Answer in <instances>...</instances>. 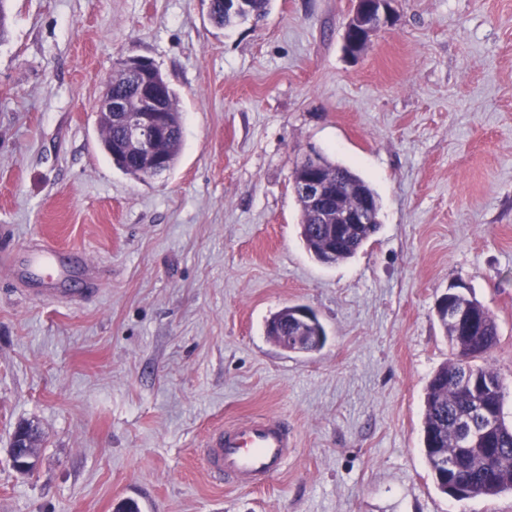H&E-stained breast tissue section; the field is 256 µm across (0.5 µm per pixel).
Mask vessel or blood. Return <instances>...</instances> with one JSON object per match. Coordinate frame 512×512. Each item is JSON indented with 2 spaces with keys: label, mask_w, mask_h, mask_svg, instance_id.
Segmentation results:
<instances>
[{
  "label": "vessel or blood",
  "mask_w": 512,
  "mask_h": 512,
  "mask_svg": "<svg viewBox=\"0 0 512 512\" xmlns=\"http://www.w3.org/2000/svg\"><path fill=\"white\" fill-rule=\"evenodd\" d=\"M58 248L47 243L25 250L0 252V266L23 272L33 286V298L50 300L67 293L77 280L94 287L95 265L84 261L76 266L59 262ZM203 462L213 479L236 486L266 483L279 475L288 462L293 439L282 419L250 417L207 432L203 442Z\"/></svg>",
  "instance_id": "obj_1"
}]
</instances>
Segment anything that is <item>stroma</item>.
Here are the masks:
<instances>
[{
	"mask_svg": "<svg viewBox=\"0 0 512 512\" xmlns=\"http://www.w3.org/2000/svg\"><path fill=\"white\" fill-rule=\"evenodd\" d=\"M354 0H272L217 27L209 0H7L0 226L86 255L100 290L34 301L0 269V512H512L463 501L424 462V396L451 356L436 302L457 284L495 316L512 421V0H393L362 55ZM179 97L175 167L147 181L101 150L95 103L119 60ZM376 191L380 229L327 266L301 239L307 149ZM315 311L327 343L265 324ZM287 421L296 448L260 487L214 484L212 427ZM38 427L17 472L18 425ZM297 310H298V306H296V305L286 306V307L280 309L278 312L274 313L269 318V320L267 321V324H266L267 336H269L272 339V341L276 345H278L277 340L274 338V336H272L273 326H275L276 324L281 325L283 322L287 321V318H288V322L285 325L283 324L281 326L280 336H279L280 347L287 351H288V348H291V347H296V348L301 347L303 342H305L308 338V336L301 335L300 332L293 331L294 327L298 328L301 325H303L306 328L307 334L309 336H313V334L315 332L314 327H312L309 323H304V322L300 323V319L297 317V316H299V317L303 318L305 321L309 322L310 319L312 318L311 313L303 307L300 309V311L298 313H297ZM288 328H289V330H292V332H291V334H289V336H288ZM23 439L24 429L22 427H19L16 431V436L13 437V442L10 448V454L13 460L15 461V468L21 473H26L29 471V467L31 464L32 467L34 466L38 448H35L33 445H30L27 441L22 443ZM33 447L35 448L33 453L34 461L33 463H31V452Z\"/></svg>",
	"mask_w": 512,
	"mask_h": 512,
	"instance_id": "35a3bbf8",
	"label": "stroma"
}]
</instances>
